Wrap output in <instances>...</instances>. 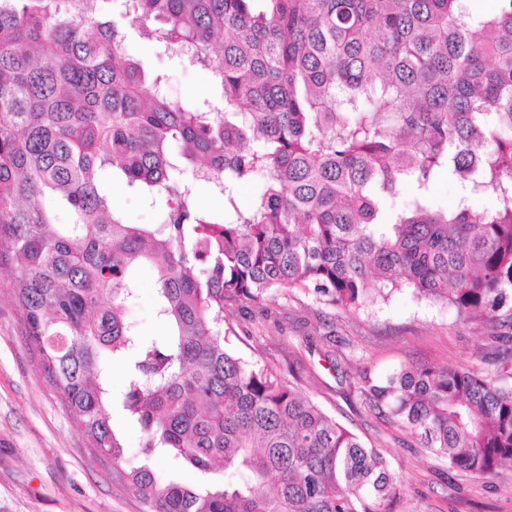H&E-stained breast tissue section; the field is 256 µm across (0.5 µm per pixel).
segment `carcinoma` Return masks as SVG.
<instances>
[{
	"mask_svg": "<svg viewBox=\"0 0 512 512\" xmlns=\"http://www.w3.org/2000/svg\"><path fill=\"white\" fill-rule=\"evenodd\" d=\"M99 2L0 0V267L44 381L112 485L143 512H391L385 456L301 375L230 346L226 305L283 288L345 311L408 288L485 325L479 363L359 389L452 469L512 464V0H111L107 20ZM133 29L211 70L215 95L170 100L129 54ZM444 174L450 209L432 195ZM114 183L159 223H128ZM202 186L224 215L200 207ZM484 194L495 205L474 207ZM142 268L160 336L127 320ZM218 466L240 479L211 483ZM113 416L114 422L121 430V433L125 440V444L127 446V448H125L126 456L134 461L139 460L140 434L138 430L132 425L126 423L119 411H114Z\"/></svg>",
	"mask_w": 512,
	"mask_h": 512,
	"instance_id": "cac0c4a2",
	"label": "carcinoma"
}]
</instances>
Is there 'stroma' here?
Here are the masks:
<instances>
[{
	"instance_id": "35a3bbf8",
	"label": "stroma",
	"mask_w": 512,
	"mask_h": 512,
	"mask_svg": "<svg viewBox=\"0 0 512 512\" xmlns=\"http://www.w3.org/2000/svg\"><path fill=\"white\" fill-rule=\"evenodd\" d=\"M151 74L162 75L171 100L210 96L209 69L176 65L157 42L139 36L130 46ZM139 298L128 316L144 334L160 332L154 314L153 273L137 274ZM260 308L238 309L234 342L246 358L287 369L301 361L305 393L367 446L383 451L394 476L393 512H512V468L495 477L450 469L421 448L409 431L371 410L357 383L361 370L386 377L404 366L457 368L481 351L483 326L459 322L448 307L411 291L341 312L292 289ZM314 339L305 347L304 336ZM334 336L342 369L329 368L322 339ZM0 512H141L138 498L118 492L91 456L72 417L49 390L32 359L13 304L8 278L0 279Z\"/></svg>"
}]
</instances>
